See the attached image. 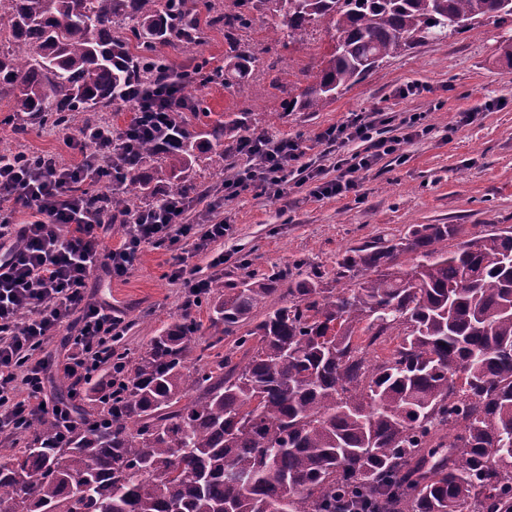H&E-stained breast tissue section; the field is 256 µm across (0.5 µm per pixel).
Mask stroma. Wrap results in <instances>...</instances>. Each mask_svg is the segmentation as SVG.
I'll list each match as a JSON object with an SVG mask.
<instances>
[{
  "label": "stroma",
  "instance_id": "stroma-1",
  "mask_svg": "<svg viewBox=\"0 0 512 512\" xmlns=\"http://www.w3.org/2000/svg\"><path fill=\"white\" fill-rule=\"evenodd\" d=\"M271 24L270 15L255 14L242 34L260 52L250 76L256 93L212 83L199 93L202 110L216 116L227 109L244 112L251 132L273 139L298 136L309 145L317 132L353 112L398 118L423 112L432 131L405 146V160H383L367 173L359 196L317 200L301 188L281 202L246 190L222 203L217 215L232 226L224 239V263L213 268L205 256L192 258L203 275L237 284L252 272L286 268L296 279L320 272L329 283L347 251L404 236L415 224H458L465 238L477 229H512V64L502 56L503 46L512 43V17H484L471 30L389 58L318 112L288 111L287 92L272 81L296 80L328 53L333 36L328 20L315 22L287 46L272 40ZM410 82L425 85L426 93L399 97V88ZM465 112L477 118L463 126ZM14 127L0 103V151L76 160L58 132L18 134ZM171 263L167 247L147 245L126 276L115 278L101 268L90 276L92 299L111 305L129 325L115 346L129 361H136L167 324L186 315L202 323L195 348L205 349L211 341L206 309L190 305L186 288L167 279Z\"/></svg>",
  "mask_w": 512,
  "mask_h": 512
}]
</instances>
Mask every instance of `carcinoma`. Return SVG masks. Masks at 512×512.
<instances>
[{
  "label": "carcinoma",
  "mask_w": 512,
  "mask_h": 512,
  "mask_svg": "<svg viewBox=\"0 0 512 512\" xmlns=\"http://www.w3.org/2000/svg\"><path fill=\"white\" fill-rule=\"evenodd\" d=\"M294 42L331 22L339 38L288 110L315 112L385 59L463 32L480 17H512V0H0V99L39 127L100 112L131 85L171 79L160 48L188 55L181 92L224 78L250 89L259 55L241 32L257 11ZM224 30V70L199 47ZM178 148L146 142L129 168L135 197L157 202L142 165L159 163L170 193L198 186L203 153L224 165L246 118L224 112ZM112 216L139 209L114 192ZM457 224H415L389 244L318 273L213 280L215 340L193 354L199 324L167 326L132 366L111 419L79 415L67 441L46 419L28 446L0 461V512H512V231L486 230L448 249ZM286 286L288 300L252 313ZM235 337L234 353L218 350ZM382 338V358L369 349Z\"/></svg>",
  "instance_id": "carcinoma-1"
}]
</instances>
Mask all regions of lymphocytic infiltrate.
<instances>
[{
    "instance_id": "lymphocytic-infiltrate-1",
    "label": "lymphocytic infiltrate",
    "mask_w": 512,
    "mask_h": 512,
    "mask_svg": "<svg viewBox=\"0 0 512 512\" xmlns=\"http://www.w3.org/2000/svg\"><path fill=\"white\" fill-rule=\"evenodd\" d=\"M127 101L133 115L123 128L102 124L65 135V144L79 154L73 163L42 161L29 166L19 164L14 154H0L1 434H17L49 417L59 438H66L74 424L72 403L84 398L86 384L99 380L101 402L114 393V345L126 326L111 308L90 300L88 278L95 266L121 277L132 268L142 245H164L173 253L168 279L181 283L195 298L211 280L198 277L188 263L189 254L209 256L213 267L224 263L220 246L231 230L229 222L214 217L194 221V200L170 194L161 205L132 213L121 242L105 246L112 221L83 196L82 187L96 184L109 190L125 183L124 155L143 140L175 149L170 117L190 109L167 84L148 93L130 87ZM430 131L423 112L397 122L379 112L353 113L316 134L324 150L312 158L301 139L249 137L237 150L246 162L225 179L224 198L235 199L251 188L280 200L303 186L318 200L355 194L362 173L385 158L403 159L404 146ZM353 142L361 143V152L346 154ZM20 208L29 210V220L15 221ZM71 326L77 334L68 354L48 365L39 358V350L50 336ZM52 369L69 381L68 400L48 394L47 374Z\"/></svg>"
}]
</instances>
